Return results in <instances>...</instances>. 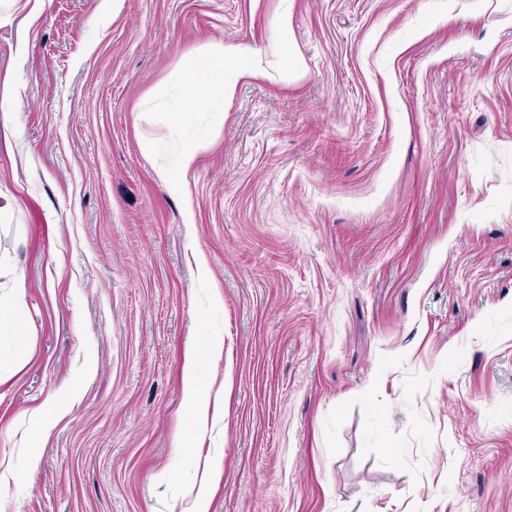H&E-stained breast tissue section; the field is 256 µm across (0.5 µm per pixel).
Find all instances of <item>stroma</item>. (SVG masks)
Instances as JSON below:
<instances>
[{
  "instance_id": "obj_1",
  "label": "stroma",
  "mask_w": 512,
  "mask_h": 512,
  "mask_svg": "<svg viewBox=\"0 0 512 512\" xmlns=\"http://www.w3.org/2000/svg\"><path fill=\"white\" fill-rule=\"evenodd\" d=\"M443 2L0 0V512H184L208 459L210 512H512V0ZM210 42L268 75L174 196ZM183 392L191 419L192 429L189 435L180 438L176 444V452L179 456L188 453L194 448L201 432L206 430L209 421V400L203 390L197 374V358L194 352H190L186 358L183 377Z\"/></svg>"
}]
</instances>
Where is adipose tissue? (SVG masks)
Instances as JSON below:
<instances>
[{"label": "adipose tissue", "instance_id": "obj_1", "mask_svg": "<svg viewBox=\"0 0 512 512\" xmlns=\"http://www.w3.org/2000/svg\"><path fill=\"white\" fill-rule=\"evenodd\" d=\"M259 50L242 44L212 43L186 57L174 77L182 96L172 113L175 127H182L186 116L207 110L221 111L225 103L235 94L236 82L240 79L266 77ZM184 399L189 408L192 429L189 435L176 444L178 455H185L193 448L209 421V400L197 374L196 356H188L183 377Z\"/></svg>", "mask_w": 512, "mask_h": 512}]
</instances>
